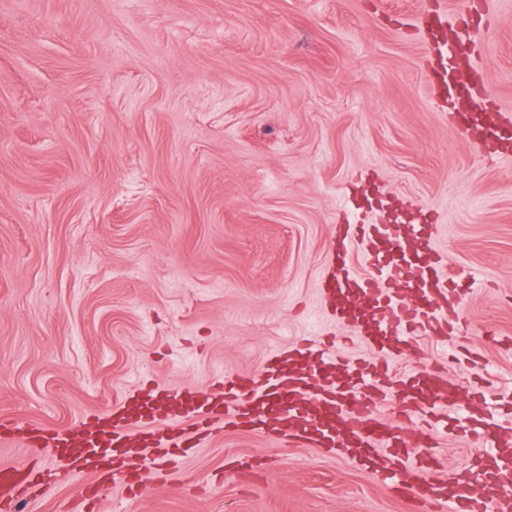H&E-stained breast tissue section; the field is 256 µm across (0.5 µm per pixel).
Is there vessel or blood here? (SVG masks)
<instances>
[{
    "label": "vessel or blood",
    "mask_w": 512,
    "mask_h": 512,
    "mask_svg": "<svg viewBox=\"0 0 512 512\" xmlns=\"http://www.w3.org/2000/svg\"><path fill=\"white\" fill-rule=\"evenodd\" d=\"M467 136L486 144L493 129L512 127V121L494 115L485 121L478 112L461 115ZM361 254L364 272L354 270L351 257ZM330 266L323 280L324 292L334 299L333 312L368 347L380 352L376 364L339 360L318 337L304 336L287 349L271 355L254 378L228 379L223 388L190 391L192 406L185 415L147 413L136 419L107 410L105 425H81V449L71 465L78 492L91 497L107 494L97 479L98 447L107 440L160 442L162 429H179L185 420L221 412L226 421L280 443L295 441L312 448L343 450L360 460L417 512H512V451L503 446V435L487 424H478L475 411H444V393L453 389L442 372L421 367L398 374L392 363L401 351L414 347L417 333L451 345L455 333L449 313L458 311L461 292L449 291L451 269L436 247L433 227L421 224H345L330 245ZM401 384L404 409L429 410L419 425L407 418L381 414L386 385ZM477 437L481 453L476 458L487 485L504 495L489 499L482 488L457 490L460 476L450 471L437 476L423 461L412 458L419 437L429 441L446 438L449 429ZM27 463L0 464V502L15 501V489L31 478Z\"/></svg>",
    "instance_id": "obj_1"
}]
</instances>
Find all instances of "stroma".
Masks as SVG:
<instances>
[{
	"instance_id": "stroma-1",
	"label": "stroma",
	"mask_w": 512,
	"mask_h": 512,
	"mask_svg": "<svg viewBox=\"0 0 512 512\" xmlns=\"http://www.w3.org/2000/svg\"><path fill=\"white\" fill-rule=\"evenodd\" d=\"M0 0V420L67 430L140 396L251 377L320 330L371 357L322 293L329 245L373 191L467 288L442 357L512 432V153L489 160L426 81L437 12L512 116V0ZM497 332L499 344L484 342ZM98 512H408L346 456L231 426L163 451ZM76 501L59 454L0 445Z\"/></svg>"
}]
</instances>
